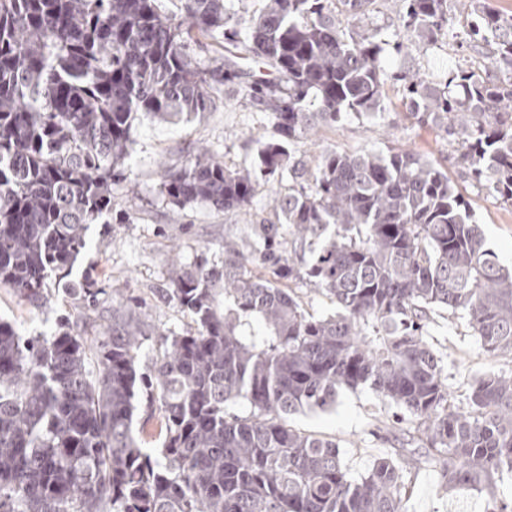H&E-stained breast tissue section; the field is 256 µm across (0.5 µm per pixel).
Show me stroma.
<instances>
[{"mask_svg":"<svg viewBox=\"0 0 512 512\" xmlns=\"http://www.w3.org/2000/svg\"><path fill=\"white\" fill-rule=\"evenodd\" d=\"M459 28L449 22L431 50L421 43L409 45L399 56H386L387 71L419 69L439 78L448 67L449 52L468 58L457 49ZM399 84L385 85L384 112L370 117H346L322 128L312 142H302L298 152L316 156L327 150L360 152L408 146L446 171L487 247L500 263L512 267V203L502 202L474 187L460 175L455 164L456 147L446 143L433 129L418 125L406 115ZM268 113L255 111L240 96L217 98L214 111L174 123L147 118L135 121L133 145L124 170L125 182L115 186L112 210L91 225L86 246L74 268L63 279L50 278L44 299L33 305L12 289L0 287V319L12 322L20 335L53 336L67 324L89 337H101L112 324V296L121 290L142 322L145 333L140 350L141 370H149L158 356L159 334H180L191 323L176 304L160 295L172 256L185 264L207 259L224 263V238L249 240L252 220L241 213L215 211L205 205L182 210L170 206L160 193L161 172L181 166L197 148L209 149L231 167L250 166L258 140L276 139ZM98 279L100 294L94 308H85L74 296L85 276ZM427 341L445 359V372L454 386L456 401H464L471 382L486 373L512 371V358L486 353L472 335L465 318L441 309L427 325ZM391 407L369 391H341L335 407L327 412L298 413L290 418L294 427L307 433L336 439L343 465L351 477L365 474L375 459L387 452L393 433L385 421ZM406 512H487L485 492L472 487L443 488L439 470L424 467L415 475Z\"/></svg>","mask_w":512,"mask_h":512,"instance_id":"1","label":"stroma"}]
</instances>
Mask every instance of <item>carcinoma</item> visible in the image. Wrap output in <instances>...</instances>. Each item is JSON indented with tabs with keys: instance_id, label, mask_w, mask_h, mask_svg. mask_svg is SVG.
Instances as JSON below:
<instances>
[{
	"instance_id": "1",
	"label": "carcinoma",
	"mask_w": 512,
	"mask_h": 512,
	"mask_svg": "<svg viewBox=\"0 0 512 512\" xmlns=\"http://www.w3.org/2000/svg\"><path fill=\"white\" fill-rule=\"evenodd\" d=\"M180 2L182 22L159 0H0L1 286L35 303L52 275H69L112 206L141 115L209 112L224 86L274 121L279 139L262 143L255 168L201 149L165 171L161 194L179 209L246 212L260 180L288 175V191L268 194L278 220L252 227L251 254L226 238L220 267L172 259L165 295L193 327L159 337L153 374L139 370L140 330L122 300L95 372L80 333L24 337L0 321V512H404L415 464L512 512V495L497 493L512 477V374L475 379L460 406L425 339L431 311H461L485 351L512 355V272L423 155L295 154L319 127L381 108L388 42L336 15L340 5L357 24L374 0H267L248 21L225 0ZM401 2L397 52L448 25V0ZM456 11L486 74L405 72L403 104L460 145L479 188L511 203L512 15L487 0ZM220 35L231 49L193 64L190 43ZM277 281L313 285L336 311L309 312ZM96 285L88 277L75 295L91 306ZM343 389L370 390L403 423L398 453L358 480L336 441L288 424L333 408ZM141 391L160 403L154 455L135 426ZM241 400L250 411L229 412Z\"/></svg>"
}]
</instances>
